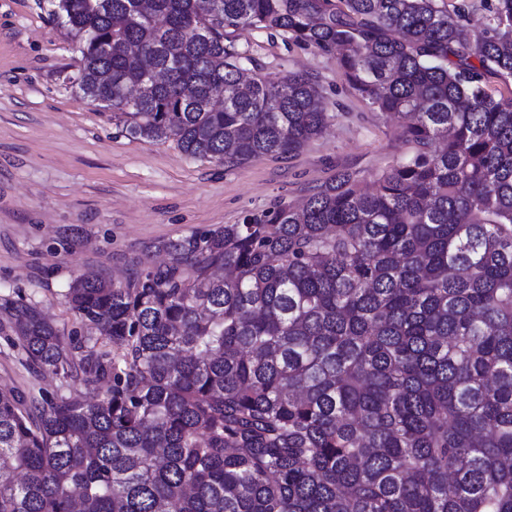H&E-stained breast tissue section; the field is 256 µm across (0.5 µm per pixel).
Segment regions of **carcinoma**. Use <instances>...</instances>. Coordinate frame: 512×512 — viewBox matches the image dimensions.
Masks as SVG:
<instances>
[{"label": "carcinoma", "instance_id": "obj_1", "mask_svg": "<svg viewBox=\"0 0 512 512\" xmlns=\"http://www.w3.org/2000/svg\"><path fill=\"white\" fill-rule=\"evenodd\" d=\"M47 3L134 139L234 167L320 137L317 80L260 73L255 29L336 56L408 152L74 278L82 337L3 300L26 360L83 389L0 390V512H512V0H480L475 40L469 0Z\"/></svg>", "mask_w": 512, "mask_h": 512}]
</instances>
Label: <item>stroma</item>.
Returning <instances> with one entry per match:
<instances>
[{"label": "stroma", "instance_id": "35a3bbf8", "mask_svg": "<svg viewBox=\"0 0 512 512\" xmlns=\"http://www.w3.org/2000/svg\"><path fill=\"white\" fill-rule=\"evenodd\" d=\"M263 74L316 77L335 116L292 158L238 167L194 159L174 141L130 137L79 94L80 55L42 0H0V298L34 302L64 334L79 329L63 294L78 275L124 278L159 264L160 244L297 204L344 167L364 180L403 157L396 125L350 89L334 57L261 30H242ZM0 385L21 400L63 383L24 362L0 330Z\"/></svg>", "mask_w": 512, "mask_h": 512}]
</instances>
